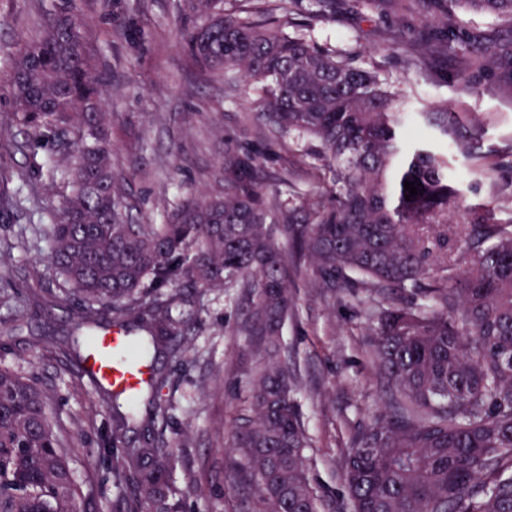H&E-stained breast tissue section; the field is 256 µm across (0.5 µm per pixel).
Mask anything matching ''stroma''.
<instances>
[{
    "instance_id": "1",
    "label": "stroma",
    "mask_w": 512,
    "mask_h": 512,
    "mask_svg": "<svg viewBox=\"0 0 512 512\" xmlns=\"http://www.w3.org/2000/svg\"><path fill=\"white\" fill-rule=\"evenodd\" d=\"M53 0H0V181L16 206L0 215V248L10 249L13 282L0 298V365L33 379L74 444V475L88 512H122L112 477V407L75 365L53 356L65 342L77 298L57 292L42 301L53 271L42 230L54 223L67 173L50 162L51 147L32 148L12 121L13 59L39 38ZM87 21L86 44L103 79L112 140V166L121 178L134 221L161 224L179 202L223 184L224 134L250 103L231 100L223 73L202 71L182 45L198 24L190 0H78ZM312 0L293 12L307 37L366 67L377 68L389 91L423 110L445 100L484 126L476 157L449 151L448 170L466 204L498 208L512 218V30L497 20L457 10L459 38L423 68L391 50L385 35L400 23L389 12L362 5L350 11L336 0L328 19L312 18ZM495 46L500 66L467 88L458 76L460 58ZM271 171L289 170L292 190L311 197L336 186L322 163L304 156L302 145L277 146ZM312 269L292 274L295 307L283 328L282 354L302 382L298 396L312 441L311 476L331 512H350L344 458L354 434L382 410L384 381L372 359L366 301L341 290L311 287ZM248 303L241 289L193 288L173 311L192 342L162 348L153 360L168 380L156 390L166 410L169 451L186 512H258L254 492L235 481L232 427L250 399L257 342L240 326Z\"/></svg>"
}]
</instances>
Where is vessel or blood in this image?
<instances>
[{
  "instance_id": "1",
  "label": "vessel or blood",
  "mask_w": 512,
  "mask_h": 512,
  "mask_svg": "<svg viewBox=\"0 0 512 512\" xmlns=\"http://www.w3.org/2000/svg\"><path fill=\"white\" fill-rule=\"evenodd\" d=\"M125 348L119 333L98 337L83 363L84 370L98 382L130 392L136 390L147 379L148 370L139 362L123 359Z\"/></svg>"
}]
</instances>
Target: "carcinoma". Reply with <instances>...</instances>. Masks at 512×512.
Wrapping results in <instances>:
<instances>
[{
    "label": "carcinoma",
    "mask_w": 512,
    "mask_h": 512,
    "mask_svg": "<svg viewBox=\"0 0 512 512\" xmlns=\"http://www.w3.org/2000/svg\"><path fill=\"white\" fill-rule=\"evenodd\" d=\"M297 0H194L201 23L185 45L206 72H224L228 97L254 92L224 135V188L189 196L163 224H135L123 211L101 112V77L85 52L87 22L76 0H58L45 35L13 62V121L67 162L70 192L48 225L47 259L82 297L80 322L62 355L84 361L90 341L117 329L133 354L152 362L165 336H180L169 311L184 287L241 288L249 310L240 330L262 338L251 399L233 428L236 480L254 489L262 512H321L309 477L311 440L294 395L299 381L281 357L293 307L286 254L313 267V288L340 280L372 297L370 346L389 394L387 410L355 436L345 458L353 512H512V219L468 206L448 181V101L415 121L410 102L386 88L377 68L288 27ZM374 0L424 32L409 55L416 67L448 50L456 9L512 26V0ZM481 51L477 73L494 70ZM261 126H256L255 121ZM445 137L423 142V128ZM469 155L482 137L470 120L453 129ZM307 140L339 186L301 204L270 194L265 151ZM418 181L407 199L404 182ZM454 224L458 245L428 242ZM166 378L154 372L134 396L95 383L112 404L115 482L126 512H184L164 451V409L150 397L142 416L123 411ZM147 433L129 440L131 429ZM72 449L36 384L0 366V512H80L83 491Z\"/></svg>",
    "instance_id": "obj_1"
}]
</instances>
